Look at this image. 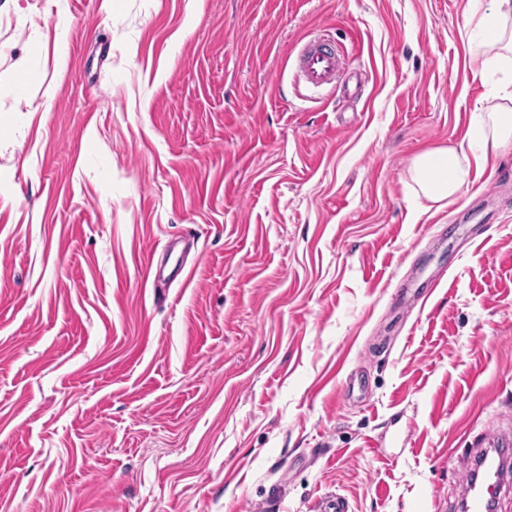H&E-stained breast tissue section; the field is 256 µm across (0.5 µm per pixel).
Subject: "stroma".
<instances>
[{
	"label": "stroma",
	"mask_w": 512,
	"mask_h": 512,
	"mask_svg": "<svg viewBox=\"0 0 512 512\" xmlns=\"http://www.w3.org/2000/svg\"><path fill=\"white\" fill-rule=\"evenodd\" d=\"M465 4L0 0V512H457L512 434V149L407 171L498 88ZM323 32L360 90L295 82ZM410 188L417 196L442 203L455 198L471 183V164L463 146L424 152L415 156L408 169Z\"/></svg>",
	"instance_id": "stroma-1"
}]
</instances>
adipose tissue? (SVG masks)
Listing matches in <instances>:
<instances>
[{
  "label": "adipose tissue",
  "instance_id": "adipose-tissue-1",
  "mask_svg": "<svg viewBox=\"0 0 512 512\" xmlns=\"http://www.w3.org/2000/svg\"><path fill=\"white\" fill-rule=\"evenodd\" d=\"M481 10L468 0L465 25L474 35L466 44L470 61L484 73H501L499 101L487 107L466 133L468 151L450 147L415 156L408 169L415 195L441 203L471 183V163L498 157L512 144V0H492Z\"/></svg>",
  "mask_w": 512,
  "mask_h": 512
}]
</instances>
